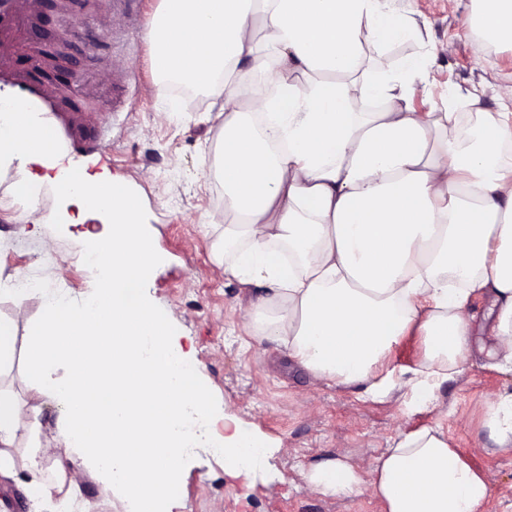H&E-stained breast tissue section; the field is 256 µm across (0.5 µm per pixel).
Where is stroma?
<instances>
[{
    "mask_svg": "<svg viewBox=\"0 0 512 512\" xmlns=\"http://www.w3.org/2000/svg\"><path fill=\"white\" fill-rule=\"evenodd\" d=\"M161 6L162 0H140L130 20L113 12L112 0H55L52 10L33 15L37 38L24 44L19 59L62 71L68 83L52 85L56 102L87 83L99 90L88 115L111 113L109 139L89 151L67 152L66 159L86 165L88 173L125 180L140 197L139 221L157 261L139 291L192 353L210 393V433L223 436L224 419L232 416L271 447L258 466L242 472L211 449H195L184 462L173 512H383L370 490L338 499L313 491L304 474L336 456L369 465L398 435L435 425L487 478L483 512H512V449L493 450L481 424L485 400L512 378L490 368L484 353L422 406L406 387L371 400L316 381L275 345L243 329L240 315L252 291L226 277L212 252L224 235L213 218L224 195L215 172L221 102L204 92L180 111H167L171 93L156 75L145 37ZM390 6L417 35L394 48H376L375 55L424 58L427 79L408 101L412 111H440L452 88L473 92L481 111H512L503 96L512 87V47L488 46L470 31L471 0H391ZM104 17L109 34L97 46L74 36L73 19L92 32ZM12 184V175H0V318L18 320L12 365L0 384L15 392L23 408L40 407L41 435L51 438L62 409L23 379L28 325L40 317L43 299L32 295L16 309L11 288L20 274L81 303L95 283L94 269L83 260V234L101 231L104 220L85 214L75 201L69 207L74 224H61L56 190L47 180L38 199L43 222L30 233L19 220L26 204ZM78 501L81 512L128 510L124 496L90 477Z\"/></svg>",
    "mask_w": 512,
    "mask_h": 512,
    "instance_id": "obj_1",
    "label": "stroma"
}]
</instances>
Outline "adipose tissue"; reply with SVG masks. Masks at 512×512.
<instances>
[{
  "label": "adipose tissue",
  "mask_w": 512,
  "mask_h": 512,
  "mask_svg": "<svg viewBox=\"0 0 512 512\" xmlns=\"http://www.w3.org/2000/svg\"><path fill=\"white\" fill-rule=\"evenodd\" d=\"M490 43L512 45V0H473ZM162 0L146 38L157 72L224 99L218 171L233 221L215 243L225 274L258 287L243 322L319 381L381 395L391 348L418 332L424 352L406 383L418 402L461 375L482 342L494 369L512 374V114L413 112L423 65H363L364 46L410 38L388 0ZM249 69H241L242 61ZM286 87L244 94L252 72ZM369 101L381 102L377 112ZM275 142L286 150L272 151ZM60 145L38 113H0V173L26 194L24 221L42 217L29 163L56 169L60 201L79 199L106 225L86 233L99 275L88 302L48 294L29 328L24 377L63 410L45 448L30 455L26 491L36 512H74L85 476L126 496L131 512H171L190 451L231 460L266 448L243 430L207 433L209 396L167 319L126 288L154 261L130 187L60 167ZM111 210H103V199ZM488 295L477 315L471 300ZM483 339H476L475 328ZM67 365L70 374L54 372ZM41 425L0 389V479L16 474L19 435ZM483 426L512 447V385L486 400ZM315 490L348 497L370 487L384 512H481L484 475L436 427L402 435L362 472L341 458L309 468Z\"/></svg>",
  "instance_id": "1"
}]
</instances>
